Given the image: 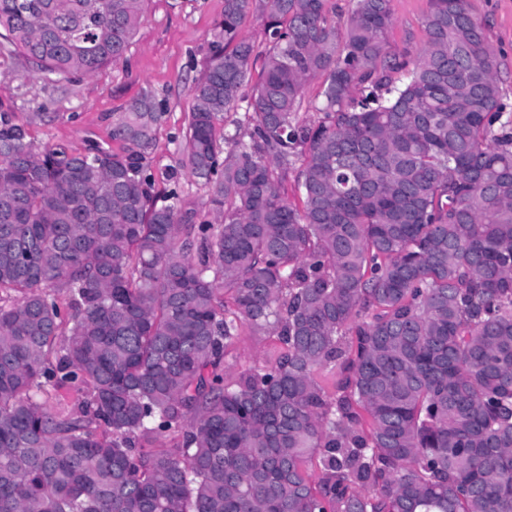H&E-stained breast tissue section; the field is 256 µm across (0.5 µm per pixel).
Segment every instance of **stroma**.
Listing matches in <instances>:
<instances>
[{
  "label": "stroma",
  "instance_id": "1",
  "mask_svg": "<svg viewBox=\"0 0 512 512\" xmlns=\"http://www.w3.org/2000/svg\"><path fill=\"white\" fill-rule=\"evenodd\" d=\"M498 63L503 100L512 106V0H470ZM428 0H392V51L419 48ZM224 0H147L145 17L125 62L55 82L29 76L26 60L0 47V106L38 145L63 144L77 152L111 148L112 128L143 93H154L163 116L145 163L155 189H177L184 201L204 207L208 190L184 166V134L192 108L190 88L206 65ZM276 336L242 328L228 349L224 369L237 376L276 351Z\"/></svg>",
  "mask_w": 512,
  "mask_h": 512
}]
</instances>
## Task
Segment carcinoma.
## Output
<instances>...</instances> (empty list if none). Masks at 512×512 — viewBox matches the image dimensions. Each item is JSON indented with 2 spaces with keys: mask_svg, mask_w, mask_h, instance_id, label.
Segmentation results:
<instances>
[{
  "mask_svg": "<svg viewBox=\"0 0 512 512\" xmlns=\"http://www.w3.org/2000/svg\"><path fill=\"white\" fill-rule=\"evenodd\" d=\"M145 2L0 0V37L38 74L88 75L125 58ZM328 2L224 0L184 144L214 224L158 204L153 94L114 125L120 153L39 148L0 112V512H512L493 51L469 0H429L402 54L392 0H350L343 36ZM250 13L262 51L238 38ZM244 325L281 346L230 380ZM164 433L182 447L143 450ZM325 77L318 75L311 79L307 84L303 108L299 113L300 119L303 120H317L320 117L319 112H316L314 106L318 105L321 101V93L324 88Z\"/></svg>",
  "mask_w": 512,
  "mask_h": 512,
  "instance_id": "cac0c4a2",
  "label": "carcinoma"
}]
</instances>
